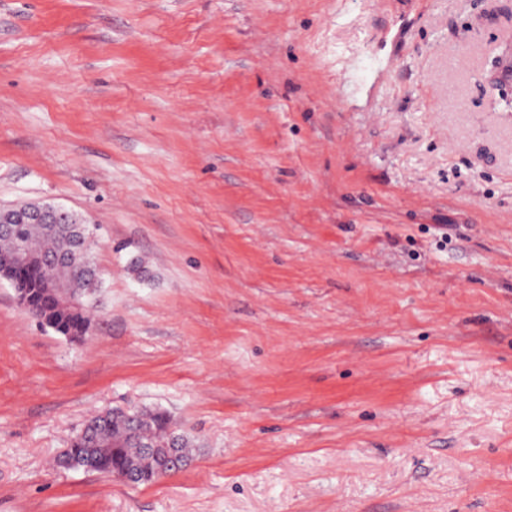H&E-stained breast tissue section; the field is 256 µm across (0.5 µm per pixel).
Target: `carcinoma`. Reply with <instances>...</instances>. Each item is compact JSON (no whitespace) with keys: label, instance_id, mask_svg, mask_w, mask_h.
<instances>
[{"label":"carcinoma","instance_id":"carcinoma-1","mask_svg":"<svg viewBox=\"0 0 512 512\" xmlns=\"http://www.w3.org/2000/svg\"><path fill=\"white\" fill-rule=\"evenodd\" d=\"M89 234L87 224H13L0 235V254L9 255L32 242L39 244L52 259L50 263H35L16 270L10 284L30 297L45 325L73 341L89 335L90 312L95 308L97 295L80 299L81 305L77 306L60 300L58 292L78 295L84 288H102L93 249L83 250ZM150 448L177 449L185 466L192 460L191 440L174 428L166 412L138 408L131 419L106 409L86 421L59 464L109 477L114 472L132 469L137 473L138 484L145 485L156 479L162 465L161 459L148 452Z\"/></svg>","mask_w":512,"mask_h":512}]
</instances>
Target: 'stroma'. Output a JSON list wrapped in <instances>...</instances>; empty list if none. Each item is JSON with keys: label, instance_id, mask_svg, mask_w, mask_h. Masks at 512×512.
<instances>
[{"label": "stroma", "instance_id": "1", "mask_svg": "<svg viewBox=\"0 0 512 512\" xmlns=\"http://www.w3.org/2000/svg\"><path fill=\"white\" fill-rule=\"evenodd\" d=\"M511 42L512 0H0V206L102 278L80 341L0 282V512H512ZM129 406L192 463L60 466Z\"/></svg>", "mask_w": 512, "mask_h": 512}]
</instances>
